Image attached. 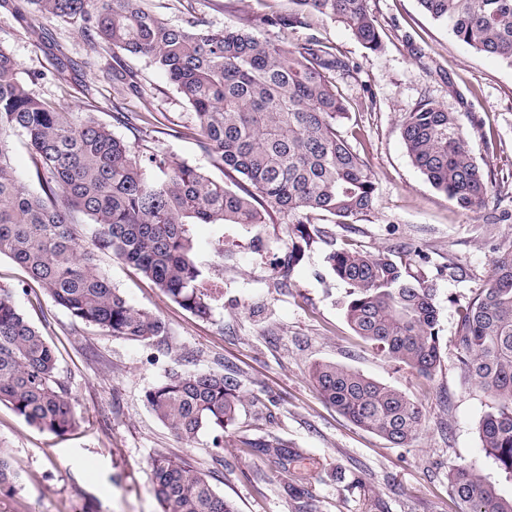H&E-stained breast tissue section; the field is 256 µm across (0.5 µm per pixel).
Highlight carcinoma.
<instances>
[{"mask_svg": "<svg viewBox=\"0 0 512 512\" xmlns=\"http://www.w3.org/2000/svg\"><path fill=\"white\" fill-rule=\"evenodd\" d=\"M34 13L81 25L91 40L143 56L162 70L195 114L191 134L227 184L199 167L138 153L90 112L37 99L0 47V256L20 265L76 320L112 336L146 341L167 333L153 313L131 306L97 264L109 253L139 271L191 314L207 318L212 296L195 259L192 224H261L288 215L291 272L319 234L315 215L345 224L371 210L375 183L340 131L346 109L330 74L348 61L313 34L319 21L342 24L366 48L381 47L367 0H289L259 24L311 34L290 46L203 18L173 24L149 0H27ZM423 13L479 53L512 63V0H418ZM412 164L458 209L477 212L493 197L491 176L467 145L458 115L422 99L400 123ZM30 149L39 190L12 166L13 137ZM327 262L349 289L347 322L386 358L434 377L443 359L435 288L408 251L368 254L344 246ZM456 358L464 379L490 400L479 426L482 448L512 483V247L491 260L485 285L460 313ZM323 400L355 425L397 447L420 434L423 407L406 394L338 363H316ZM154 416L187 443L207 431L216 448L236 423L239 383L221 372H174L149 390ZM54 434L79 425L54 348L0 288V403ZM282 465L300 455L287 441L242 438ZM161 512H238L189 462L153 459ZM17 473L0 454V493ZM460 512H512L475 462L448 470Z\"/></svg>", "mask_w": 512, "mask_h": 512, "instance_id": "1", "label": "carcinoma"}]
</instances>
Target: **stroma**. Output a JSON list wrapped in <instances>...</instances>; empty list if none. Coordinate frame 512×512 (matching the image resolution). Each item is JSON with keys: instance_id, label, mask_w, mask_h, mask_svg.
<instances>
[{"instance_id": "35a3bbf8", "label": "stroma", "mask_w": 512, "mask_h": 512, "mask_svg": "<svg viewBox=\"0 0 512 512\" xmlns=\"http://www.w3.org/2000/svg\"><path fill=\"white\" fill-rule=\"evenodd\" d=\"M382 48L364 47L342 25L326 21L318 34L349 60L331 74L347 117L341 131L375 177L373 207L348 224L327 219L290 277L287 215L267 212L261 224H194L197 261L215 298L200 319L170 300L134 268L108 254L98 264L133 307L160 317L167 335L146 341L114 337L76 321L25 271L0 257V287L57 349L62 377L80 424L63 435L29 425L0 404V453L14 465V492L0 493V512H160L151 460L160 452L193 464L238 512H459L448 487L450 466L478 462L500 481L481 447L479 424L488 400L466 383L454 349L458 311L488 278L497 248L512 244V65L477 53L425 15L417 0H367ZM172 23L189 17L240 25L288 0H150ZM0 47L20 65L38 99L91 112L113 133L130 130L112 119L134 112L143 154L158 153L210 170L207 154L186 136L194 113L166 74L142 56L111 57L77 24L34 15L25 0L0 7ZM424 98L457 113L476 160L492 174L491 203L508 212L483 234L486 212L459 211L408 157L400 118ZM352 243L375 254L417 248L436 288L446 350L432 381L391 361L355 336L345 309L347 288L327 255ZM456 263L462 276L452 279ZM317 361L349 366L392 386L425 410L411 447L365 431L320 398L309 368ZM235 375L242 402L233 429L215 448L210 434L182 441L152 414L146 393L173 372ZM275 434L300 448L290 465L251 449L238 437ZM296 485L308 500L292 497Z\"/></svg>"}]
</instances>
